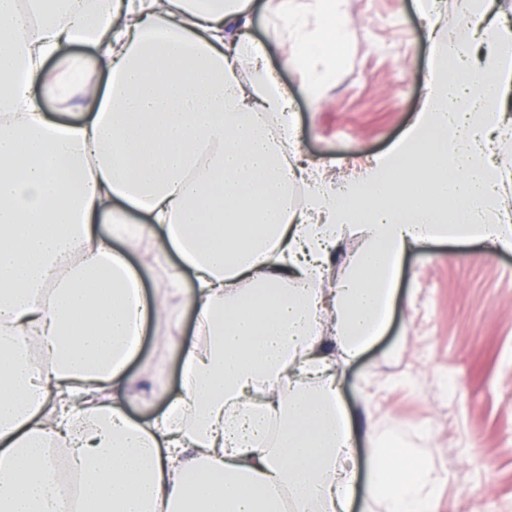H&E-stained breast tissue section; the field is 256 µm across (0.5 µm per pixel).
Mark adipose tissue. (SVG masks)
Returning a JSON list of instances; mask_svg holds the SVG:
<instances>
[{"label":"adipose tissue","mask_w":512,"mask_h":512,"mask_svg":"<svg viewBox=\"0 0 512 512\" xmlns=\"http://www.w3.org/2000/svg\"><path fill=\"white\" fill-rule=\"evenodd\" d=\"M343 3L272 7L314 97L349 40ZM251 22L252 0H0V512H63L59 447L79 477L77 512H284L286 498L293 512H350L359 461L338 368L384 332L403 257L444 239L512 249L483 137H512L499 111L512 28L488 23L484 0H460L452 33L428 25L414 124L340 186L289 163L297 137L271 120L290 95ZM67 44L97 54L61 55ZM36 86L82 112L50 118ZM118 200L146 223L126 228ZM347 234L362 247L338 266ZM144 241L176 254L193 287L174 279L146 297L127 259ZM181 306L209 339L182 350L192 385L132 420L111 391L129 384L149 323ZM373 455L369 496L426 512L442 474L420 453Z\"/></svg>","instance_id":"obj_1"}]
</instances>
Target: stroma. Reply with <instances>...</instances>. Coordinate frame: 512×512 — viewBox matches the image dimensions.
<instances>
[{
	"label": "stroma",
	"instance_id": "1",
	"mask_svg": "<svg viewBox=\"0 0 512 512\" xmlns=\"http://www.w3.org/2000/svg\"><path fill=\"white\" fill-rule=\"evenodd\" d=\"M345 10L348 49L317 100L286 63L269 0H253L248 31L292 95L303 162L326 163L338 183L406 133L428 65L423 0H345ZM396 288L387 330L339 381L345 408L370 418L355 436L359 455L371 459L399 425L400 445L424 449L443 476L433 512H512V250L430 243L404 257ZM195 322L193 308L180 310L173 347L156 342L165 324L144 337L119 396L130 417L147 420L183 394L180 349L195 342Z\"/></svg>",
	"mask_w": 512,
	"mask_h": 512
}]
</instances>
